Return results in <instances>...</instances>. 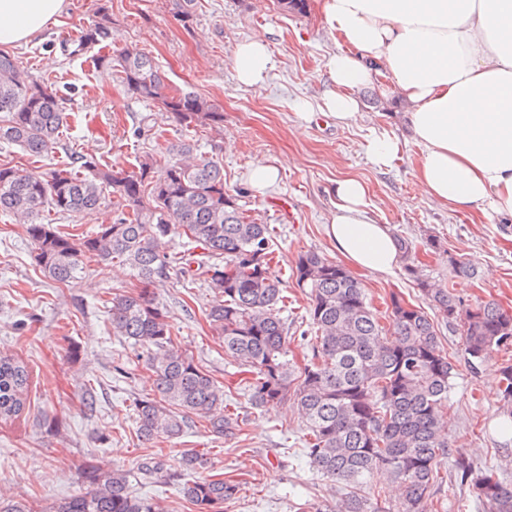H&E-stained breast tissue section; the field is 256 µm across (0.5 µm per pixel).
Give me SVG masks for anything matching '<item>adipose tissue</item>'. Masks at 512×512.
<instances>
[{"label":"adipose tissue","mask_w":512,"mask_h":512,"mask_svg":"<svg viewBox=\"0 0 512 512\" xmlns=\"http://www.w3.org/2000/svg\"><path fill=\"white\" fill-rule=\"evenodd\" d=\"M65 0H0V46H19L57 19ZM337 51L324 105L342 123L364 85L389 80L409 107L423 193L459 214L512 215V0H324ZM271 62L253 40L233 54L254 85ZM328 235L352 264L390 272L399 257L387 225L368 213L357 179L336 182Z\"/></svg>","instance_id":"obj_1"}]
</instances>
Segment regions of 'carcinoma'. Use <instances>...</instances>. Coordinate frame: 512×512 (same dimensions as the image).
<instances>
[{"label":"carcinoma","instance_id":"obj_1","mask_svg":"<svg viewBox=\"0 0 512 512\" xmlns=\"http://www.w3.org/2000/svg\"><path fill=\"white\" fill-rule=\"evenodd\" d=\"M196 0H172L182 22L192 21ZM99 22L67 40L70 56L110 38ZM122 74L127 90L157 103L181 126L215 127L224 112L190 93H170L166 77L146 53L124 48L97 58ZM58 91L31 81L18 60L0 52V141L20 146L32 157L54 149L63 125ZM191 145L179 142L166 151L147 154L127 172L95 160L80 170L52 169L38 175L9 162L0 163V212L25 225L35 259L48 277L69 286L90 262L119 263L139 283L135 293L112 298V331L146 349L154 373L151 397L134 403L137 438L144 443L183 435L192 417L202 418L210 432L232 437L238 418L224 413V388L183 352L172 336L166 311L150 288L189 269L163 250L175 230L207 250L214 262L203 271L214 294L208 317L224 340V355L250 369V404L255 408L293 395L309 431L306 454L325 477L358 486L378 475L403 488L401 512H436L434 487L442 461L450 454L448 393L455 365L438 346L434 321L391 296L388 325L371 310L362 284L344 267L311 250L295 262L296 285L306 290L312 356L295 367L288 359V326L280 317L282 281L270 271L269 225L244 215L236 198L224 191V168L212 158L192 157ZM112 189L122 217L84 236L42 223V213L75 216L101 205ZM429 305L446 322L461 323L467 363L475 367L495 350L512 345V315L498 304L464 303L447 288H422ZM501 394L512 420V365L501 372ZM29 372L20 361L0 356V420L23 410ZM190 470L205 469L207 454L183 456ZM455 470L474 477L483 512H512V484L486 467L477 472L459 452ZM82 478L88 490L57 502L49 512H157L147 498H135L127 474L90 467ZM239 486L221 478L188 482L182 494L197 512H223ZM338 512H391L385 499L350 491Z\"/></svg>","mask_w":512,"mask_h":512}]
</instances>
